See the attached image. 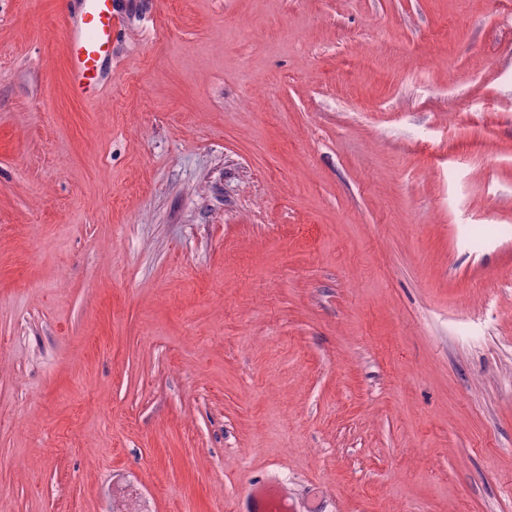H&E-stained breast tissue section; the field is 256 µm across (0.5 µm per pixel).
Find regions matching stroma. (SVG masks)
Here are the masks:
<instances>
[{
  "label": "stroma",
  "mask_w": 512,
  "mask_h": 512,
  "mask_svg": "<svg viewBox=\"0 0 512 512\" xmlns=\"http://www.w3.org/2000/svg\"><path fill=\"white\" fill-rule=\"evenodd\" d=\"M71 6L0 0V512H512V0H117L89 101ZM269 494L284 506V510L299 511L292 507L294 495L292 487L288 483H266L254 488L248 498L242 503L238 511L242 512H269L272 511ZM289 506V509H288Z\"/></svg>",
  "instance_id": "stroma-1"
}]
</instances>
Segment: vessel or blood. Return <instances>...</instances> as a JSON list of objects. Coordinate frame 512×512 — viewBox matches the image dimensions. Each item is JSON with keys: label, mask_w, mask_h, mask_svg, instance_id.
I'll use <instances>...</instances> for the list:
<instances>
[{"label": "vessel or blood", "mask_w": 512, "mask_h": 512, "mask_svg": "<svg viewBox=\"0 0 512 512\" xmlns=\"http://www.w3.org/2000/svg\"><path fill=\"white\" fill-rule=\"evenodd\" d=\"M122 20L113 0H79V8L67 19L66 65L72 93L90 97L103 82V67L112 59L115 37ZM294 492L285 483H266L254 488L241 512H270L272 502L291 506Z\"/></svg>", "instance_id": "1"}]
</instances>
